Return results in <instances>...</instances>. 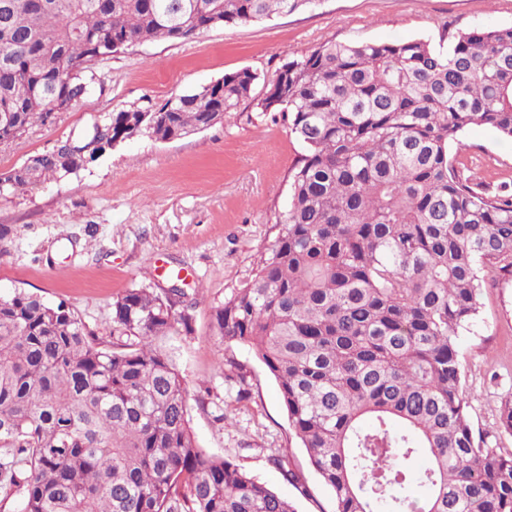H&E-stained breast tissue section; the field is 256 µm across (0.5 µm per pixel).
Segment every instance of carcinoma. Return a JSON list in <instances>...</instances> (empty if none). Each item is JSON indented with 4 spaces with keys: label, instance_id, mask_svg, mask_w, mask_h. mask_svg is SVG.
Listing matches in <instances>:
<instances>
[{
    "label": "carcinoma",
    "instance_id": "cac0c4a2",
    "mask_svg": "<svg viewBox=\"0 0 512 512\" xmlns=\"http://www.w3.org/2000/svg\"><path fill=\"white\" fill-rule=\"evenodd\" d=\"M314 0H0V144L73 108L96 41H185ZM224 75L159 106L112 113V140L179 139L253 98ZM257 106L305 147L280 234L212 327L275 379L335 512H512V455L483 445L462 395L459 333L489 264L512 260V190L463 179L473 125L512 139V26L448 45L327 41L279 68ZM79 134L4 174L14 195L96 161ZM181 288L142 287L92 335L60 301L0 295V483L20 512H295L237 463L199 448L180 372L155 339L192 335ZM429 465L414 467L418 455ZM427 494L407 493L410 483Z\"/></svg>",
    "mask_w": 512,
    "mask_h": 512
}]
</instances>
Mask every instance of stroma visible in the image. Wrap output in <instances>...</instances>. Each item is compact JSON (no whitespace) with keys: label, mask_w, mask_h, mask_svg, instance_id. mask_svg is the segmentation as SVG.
I'll return each mask as SVG.
<instances>
[{"label":"stroma","mask_w":512,"mask_h":512,"mask_svg":"<svg viewBox=\"0 0 512 512\" xmlns=\"http://www.w3.org/2000/svg\"><path fill=\"white\" fill-rule=\"evenodd\" d=\"M476 25L512 26V0H316L186 42L137 44L99 67L93 91L71 111L1 144L0 173L97 117L163 104L228 73L251 71L255 92H262L284 62L327 41L436 45ZM459 140L464 178L490 194L512 187L511 140L486 126L468 128ZM303 152L280 113L248 100L208 129L170 141L129 139L67 180L0 197V295L22 289L66 302L89 330L106 337L112 301L123 291L168 288L176 275L188 288L203 287L192 311L193 334L157 341L189 391L201 383L210 389L208 406H189L198 446L233 460L297 512H334L333 493L311 467L274 378L247 346L225 344L211 329L213 307L251 278L275 243L290 170ZM457 345L476 435L499 454H512V435L499 423L512 398V270L488 267L479 315ZM228 357L243 367L248 400L237 398L242 385L231 377ZM276 450L288 455L299 485L271 463Z\"/></svg>","instance_id":"obj_1"}]
</instances>
